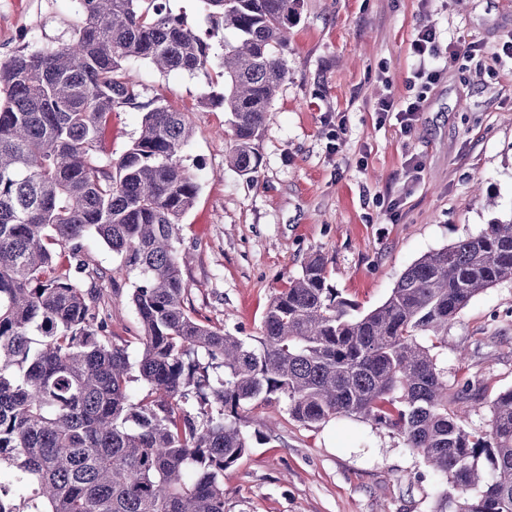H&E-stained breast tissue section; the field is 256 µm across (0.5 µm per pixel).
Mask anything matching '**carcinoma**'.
Listing matches in <instances>:
<instances>
[{
    "instance_id": "carcinoma-1",
    "label": "carcinoma",
    "mask_w": 512,
    "mask_h": 512,
    "mask_svg": "<svg viewBox=\"0 0 512 512\" xmlns=\"http://www.w3.org/2000/svg\"><path fill=\"white\" fill-rule=\"evenodd\" d=\"M74 2L68 40L0 60V462L28 489L0 484V512H224V471L251 448L242 412L273 403L305 425L346 415L396 432L446 480L432 512H512V389L489 429H469L471 382L448 407L432 354L474 296L512 282V220L423 255L367 312L313 255L261 335L202 322L175 246L200 190L181 160L196 122L140 102L131 67L217 65L224 92L207 101L229 116L227 164L253 175L301 0H199L203 33L168 0ZM119 105L144 115L114 160L100 137ZM90 235L134 276V355L112 341L96 287L112 275L86 261Z\"/></svg>"
}]
</instances>
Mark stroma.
Here are the masks:
<instances>
[{"label":"stroma","mask_w":512,"mask_h":512,"mask_svg":"<svg viewBox=\"0 0 512 512\" xmlns=\"http://www.w3.org/2000/svg\"><path fill=\"white\" fill-rule=\"evenodd\" d=\"M74 0H0V59L67 40ZM437 32L427 83L414 77L410 44L420 26ZM512 0H301L278 90L257 141L256 178L228 168L233 136L224 108L204 104L223 91L216 68L163 74L140 62L142 98L198 115L183 163L200 191L176 243L201 321L257 336L266 309L306 259L321 256L327 283L362 309L381 305L423 255L512 219ZM476 44L450 56L449 43ZM420 100L410 132L381 119L377 100ZM142 110L119 107L103 125L107 153L120 157L137 137ZM418 173L407 174L410 163ZM112 298L116 343L139 324L133 282L95 237L84 241ZM436 349L449 384L473 382L467 421L486 430L491 404L512 389V282L479 293L448 324ZM249 436L271 435L224 474L227 512H432L445 485L393 431L341 416L305 425L283 408L243 414Z\"/></svg>","instance_id":"stroma-1"}]
</instances>
